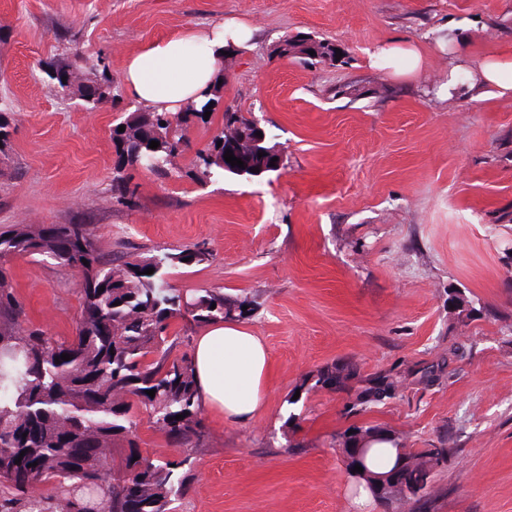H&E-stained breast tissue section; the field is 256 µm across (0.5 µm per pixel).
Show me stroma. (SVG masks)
<instances>
[{"label": "stroma", "instance_id": "35a3bbf8", "mask_svg": "<svg viewBox=\"0 0 512 512\" xmlns=\"http://www.w3.org/2000/svg\"><path fill=\"white\" fill-rule=\"evenodd\" d=\"M229 18L256 41L220 62L223 106L190 123L172 173L127 169L137 205H117L110 131L135 101L88 110L61 100L39 60L99 56L117 82L147 42ZM448 25L465 27L456 50L477 67L512 40V0H0V96L15 118L0 155V229L86 224L105 250L123 239L146 251L200 244L210 261L177 268L170 283L256 302L246 323L271 354L267 407L246 427L203 414L206 445L192 451L190 490L173 512H356L331 443L352 425L410 448L450 437L434 512H512V96L463 86L437 98L448 54L428 36ZM296 35L344 54L325 67L279 56ZM391 38L423 42L418 74L368 65V50ZM228 106L277 144L279 171L195 178ZM10 273L27 323L72 338L78 271L17 256ZM452 289L481 312L458 320ZM452 346L460 355L442 384L406 383L361 416L345 415L343 395L302 388L339 360L372 374L449 358ZM291 441L301 452L287 451Z\"/></svg>", "mask_w": 512, "mask_h": 512}]
</instances>
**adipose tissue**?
<instances>
[{"mask_svg":"<svg viewBox=\"0 0 512 512\" xmlns=\"http://www.w3.org/2000/svg\"><path fill=\"white\" fill-rule=\"evenodd\" d=\"M241 23L191 28L142 46L123 64L126 93L146 108L177 112L206 101L225 50L248 42ZM474 88L512 95V42L469 72ZM192 362L198 400L207 413L235 426L250 424L268 397L270 353L263 340L235 321L211 324L196 336Z\"/></svg>","mask_w":512,"mask_h":512,"instance_id":"obj_1","label":"adipose tissue"}]
</instances>
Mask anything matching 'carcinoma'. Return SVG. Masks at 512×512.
Instances as JSON below:
<instances>
[{
  "instance_id": "1",
  "label": "carcinoma",
  "mask_w": 512,
  "mask_h": 512,
  "mask_svg": "<svg viewBox=\"0 0 512 512\" xmlns=\"http://www.w3.org/2000/svg\"><path fill=\"white\" fill-rule=\"evenodd\" d=\"M336 49L331 41L306 36L283 40L277 52L288 57L296 51L312 65H333ZM49 65L73 78L69 84L54 80V94L79 100L87 109L120 97L101 58L76 55ZM223 99L224 86L216 85L199 109L190 105L171 116L137 108L113 125L117 163L112 198L132 207L135 193L125 182V169L161 171L173 165L187 146L183 125L189 117L204 119L208 108ZM231 123L229 132L219 130L198 151L199 181H217L226 174L251 176L255 168L261 175L279 170L270 165L277 145L256 135L253 120L234 111ZM122 125L125 131L120 132ZM152 141L159 146L149 148ZM228 150L244 167L225 161ZM260 152L265 156L258 157ZM135 251L133 244L119 243L104 252L85 224H27L0 232V512H170L173 501L189 490L193 461L181 449L203 447L205 431L191 356L179 352L188 337L169 328L177 319L192 328L240 320L252 312L253 300L215 289L188 294L170 284V270L209 261L204 247L163 248L148 256ZM20 255L47 257L80 273L82 303L72 339L52 340L24 326L6 268ZM148 268L154 272L144 273ZM448 304L460 315L476 313L473 302L456 291H448ZM63 354L70 360H62ZM446 368L444 362L415 364L365 375L347 360L317 370L313 387L327 389L341 378L345 413L359 416L395 398L410 376L426 387L440 384L448 377ZM152 389L153 397L147 394ZM140 413L174 452L157 454L141 447ZM351 430L333 437L346 459L357 439L367 441L378 428L353 425ZM386 441L397 451L395 464L403 465L400 485L384 481L389 471L369 468L367 444L357 461L363 472L348 462L349 477L366 483L373 499L385 507L403 500L413 502L417 512H430L437 499L431 492L434 475L454 453L450 438H439L435 448H409L392 433ZM19 458L37 463V479L18 478Z\"/></svg>"
}]
</instances>
